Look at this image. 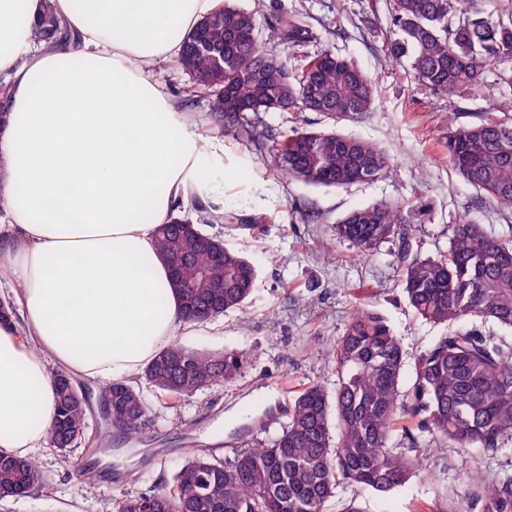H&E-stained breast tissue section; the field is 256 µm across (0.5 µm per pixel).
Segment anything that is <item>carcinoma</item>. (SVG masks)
<instances>
[{"label":"carcinoma","instance_id":"1","mask_svg":"<svg viewBox=\"0 0 512 512\" xmlns=\"http://www.w3.org/2000/svg\"><path fill=\"white\" fill-rule=\"evenodd\" d=\"M391 2L395 38L386 52L395 60L408 58L422 85L458 97L496 70L500 84L512 89V69L503 68L512 61V17H493L479 0H459L458 8L453 0ZM34 35L49 46L66 37L51 0ZM308 39L309 30L295 16L281 17L268 37L293 48ZM178 62L197 76L187 98L212 96L215 121L239 140L264 138L251 112H321L336 124L363 118L374 102L368 77L330 51L304 55L288 73L260 40L254 15L229 0L188 32ZM446 148L465 181L487 199L512 206V122L450 124ZM273 154L281 174L323 187L377 181L390 164L376 145L333 130L295 131L275 142ZM413 213L411 206L380 201L350 211L335 225L336 237L362 255L397 243L399 281L409 305L446 328L415 357L412 386L401 391L400 338L384 318L359 310L333 348L336 391L318 383L301 388L274 435L252 439L225 461L191 449L172 481L120 498L115 512H325L344 481L387 493L421 468L431 448H479L492 455L512 440V344L460 324L476 317L512 330V243L463 221L453 225L446 251L423 258L412 233ZM199 233L173 217L159 228L157 246L168 260L181 255L171 278L183 317L205 322L246 303L256 270L229 247L224 260H216L195 243ZM241 366L235 354L174 344L146 365L143 378L156 397L174 404L223 383ZM69 379L53 374L57 413L50 447L64 452L86 441L109 447L105 432L87 437L88 403ZM99 398L128 440L142 438L147 403L139 388L116 381L102 387ZM466 483L471 505L512 512V478L470 474ZM47 486L36 462L0 453V499Z\"/></svg>","mask_w":512,"mask_h":512}]
</instances>
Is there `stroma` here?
Segmentation results:
<instances>
[{"label": "stroma", "instance_id": "obj_1", "mask_svg": "<svg viewBox=\"0 0 512 512\" xmlns=\"http://www.w3.org/2000/svg\"><path fill=\"white\" fill-rule=\"evenodd\" d=\"M255 15L260 39L282 14H296L312 39L307 52L329 50L350 59L370 79L374 104L364 119L337 123L338 132L367 140L390 165L383 179L348 188L318 187L283 177L272 146L292 130L324 129L319 112H261L255 121L267 134L259 143L228 139L238 157L232 177L214 170L203 179L223 194L225 213L263 217L259 228L205 224L203 233L242 252L256 269L255 288L244 307L198 327L186 348L213 354L236 353L241 371L222 384L186 395L177 406L143 394L149 423L139 442L87 455L78 447H50L32 454L48 488L26 497L0 500V512H115L117 499L170 482L189 449H215L232 459L253 437L279 428L301 387L317 383L334 390L336 360L332 344L354 313L366 309L383 317L400 337L407 355L426 348L441 330L414 314L397 280V244H384L368 256L337 239L336 221L377 201L419 207L413 232L422 256L446 250L452 224L467 220L488 235L512 240V207L486 200L448 162L444 136L449 120L468 125L488 117L512 118V96L502 95L498 78L464 97L448 98L419 85L409 61H389L385 46L393 26L388 0H232ZM153 72L175 101L183 102L207 136H221L211 98L185 101L192 78L177 61L154 65ZM90 459L100 478L88 490L78 481L79 464ZM507 470L512 475V442L497 456L471 449L432 451L419 475L389 493L344 482L326 512L355 503L363 512H481L470 506L464 475Z\"/></svg>", "mask_w": 512, "mask_h": 512}]
</instances>
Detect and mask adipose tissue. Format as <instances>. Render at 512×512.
Masks as SVG:
<instances>
[{"label":"adipose tissue","instance_id":"obj_1","mask_svg":"<svg viewBox=\"0 0 512 512\" xmlns=\"http://www.w3.org/2000/svg\"><path fill=\"white\" fill-rule=\"evenodd\" d=\"M46 1L0 0V287L17 300L0 322V451L20 458L48 442L51 368L125 380L189 329L157 229L223 212L201 176L236 163L149 71L222 0H50L70 34L50 50L33 40Z\"/></svg>","mask_w":512,"mask_h":512}]
</instances>
